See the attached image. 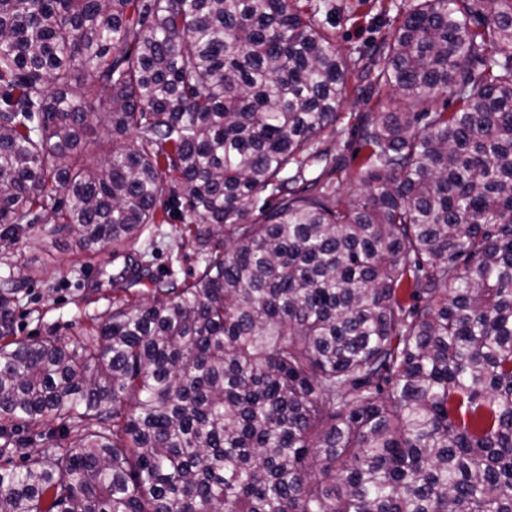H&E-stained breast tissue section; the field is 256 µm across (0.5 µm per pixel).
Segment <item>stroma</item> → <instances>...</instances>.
<instances>
[{
    "instance_id": "stroma-1",
    "label": "stroma",
    "mask_w": 512,
    "mask_h": 512,
    "mask_svg": "<svg viewBox=\"0 0 512 512\" xmlns=\"http://www.w3.org/2000/svg\"><path fill=\"white\" fill-rule=\"evenodd\" d=\"M332 10L328 27L336 45L349 53V83H356L363 55L373 52L395 31L394 14L381 12L372 0H330ZM185 219L174 214L165 224H154L137 241L135 248L144 253L153 276L144 282L141 297H148L153 280L191 279L201 258L191 245L181 242ZM48 223L29 226L19 243L0 246V286L14 289L17 310L14 331L18 336H44L57 332L68 338H85L88 318L112 304V291L100 286L102 270H113L112 252L103 248L94 262H81L71 238L55 235ZM39 269L32 281L17 277L19 266Z\"/></svg>"
}]
</instances>
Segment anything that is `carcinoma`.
<instances>
[{
	"mask_svg": "<svg viewBox=\"0 0 512 512\" xmlns=\"http://www.w3.org/2000/svg\"><path fill=\"white\" fill-rule=\"evenodd\" d=\"M320 11L0 0V242L122 262L84 341L0 288V512H512V0L398 6L350 157ZM175 209L190 281L135 253ZM355 96L349 94L341 104L339 109V120L336 122L335 132L326 137L323 142V148H327L335 154L343 150L344 145L351 141L350 126L353 121L350 119L353 112H359L363 108L362 102H357Z\"/></svg>",
	"mask_w": 512,
	"mask_h": 512,
	"instance_id": "1",
	"label": "carcinoma"
}]
</instances>
